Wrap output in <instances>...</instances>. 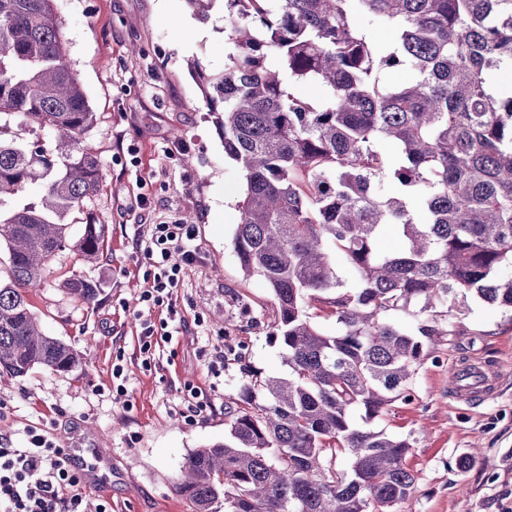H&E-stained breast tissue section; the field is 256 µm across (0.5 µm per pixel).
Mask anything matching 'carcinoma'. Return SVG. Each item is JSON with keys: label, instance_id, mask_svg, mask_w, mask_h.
<instances>
[{"label": "carcinoma", "instance_id": "carcinoma-1", "mask_svg": "<svg viewBox=\"0 0 512 512\" xmlns=\"http://www.w3.org/2000/svg\"><path fill=\"white\" fill-rule=\"evenodd\" d=\"M52 2L0 0V376L81 363L29 300L66 249L60 219L83 212L103 177ZM185 4L201 23L224 18V67L191 69L244 181L233 249L271 290L288 372L243 367L224 402L227 439L188 453L172 489L193 512H390L415 488L411 445L376 423L412 400L449 313L471 300L512 311V92L496 90L512 72V0ZM372 24L391 37L376 40ZM300 82L323 98L289 91ZM30 183L39 202L15 203ZM387 230L400 246L384 252ZM103 233L85 221L74 243L85 261ZM63 290L80 307L99 295L81 277ZM410 309L414 324L391 319ZM323 316L336 333L317 327Z\"/></svg>", "mask_w": 512, "mask_h": 512}]
</instances>
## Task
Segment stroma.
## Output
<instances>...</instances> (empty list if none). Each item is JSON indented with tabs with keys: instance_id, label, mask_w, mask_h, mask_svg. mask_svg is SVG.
<instances>
[{
	"instance_id": "35a3bbf8",
	"label": "stroma",
	"mask_w": 512,
	"mask_h": 512,
	"mask_svg": "<svg viewBox=\"0 0 512 512\" xmlns=\"http://www.w3.org/2000/svg\"><path fill=\"white\" fill-rule=\"evenodd\" d=\"M53 7L66 61L95 116L86 141L104 179L86 209L104 224L105 239L93 263L64 251L32 298L44 333L76 350L81 365L0 377V436L21 446L27 428L48 423L61 447L103 449L112 487L85 489L87 512L104 501L112 512H192L172 483L191 450L223 441L224 401L239 395L242 365L288 371L268 327L272 293L243 274L233 251L243 179L190 67H223L224 29L198 36L183 0H54ZM147 224L188 225L200 261L179 274L183 323L170 325L171 341L146 356L140 321L166 316L139 301ZM73 275L100 283L94 306H76L62 291ZM216 350L224 354L218 373L209 366ZM436 354L414 376L413 401L394 403L379 423L411 445L416 489L394 512H512V316L477 304L449 317ZM475 360L501 363L503 374L490 399L471 405L457 399L451 376ZM117 364L123 395L113 387ZM189 385L211 404L196 418L187 410Z\"/></svg>"
}]
</instances>
